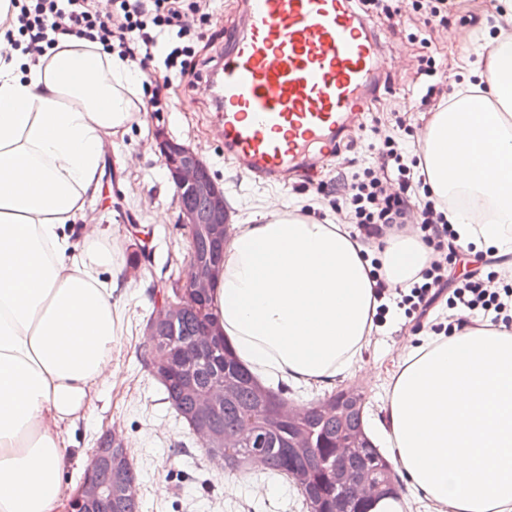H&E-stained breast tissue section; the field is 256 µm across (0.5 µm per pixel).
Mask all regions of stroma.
Segmentation results:
<instances>
[{
	"label": "stroma",
	"mask_w": 512,
	"mask_h": 512,
	"mask_svg": "<svg viewBox=\"0 0 512 512\" xmlns=\"http://www.w3.org/2000/svg\"><path fill=\"white\" fill-rule=\"evenodd\" d=\"M236 0H213V19L197 46L201 79L180 84L171 94L166 112L143 113L124 137L105 151L102 177L96 195L86 204V218L101 225L118 246L123 280L129 289L119 336L112 350L116 376L110 389L93 398L85 417L66 436L65 448L72 459L66 472L69 492H76L91 461L97 439L120 423V435L128 445L140 486L141 512H307L295 486L283 478L255 468L226 475L204 451L199 450L187 425L179 421L164 398L161 384L143 367L144 328L155 310L151 287L175 275V259L183 257L188 235L177 222V189L154 147L157 128H164L201 152L216 182L223 187L231 221L242 224L272 203L298 206L316 194H328L336 171L328 158L322 172L312 179L292 175L264 183L240 173L224 155V134L215 124L212 91L205 78L210 58L224 50L227 26L234 20ZM494 5H487L479 19L465 22L461 13L449 11L447 33L431 35L430 46L409 42L413 26L398 30L385 18L370 17L380 35L392 70V91H380L370 103L374 112H413L428 86L441 96L456 99L474 61L473 45H459L452 33L469 26L473 37L490 33ZM434 56L438 76H416L417 59ZM165 210L166 223L152 220L154 210ZM405 318L392 314L385 326L376 328L375 341L364 352L363 362L380 378L363 375L344 380L366 397L367 407L377 399L397 368L398 356L410 334Z\"/></svg>",
	"instance_id": "35a3bbf8"
}]
</instances>
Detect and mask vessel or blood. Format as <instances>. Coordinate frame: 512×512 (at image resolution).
I'll use <instances>...</instances> for the list:
<instances>
[{
  "instance_id": "vessel-or-blood-1",
  "label": "vessel or blood",
  "mask_w": 512,
  "mask_h": 512,
  "mask_svg": "<svg viewBox=\"0 0 512 512\" xmlns=\"http://www.w3.org/2000/svg\"><path fill=\"white\" fill-rule=\"evenodd\" d=\"M385 69L351 0H243L209 81L226 153L266 182L319 165L362 120Z\"/></svg>"
}]
</instances>
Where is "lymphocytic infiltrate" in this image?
Segmentation results:
<instances>
[{
    "mask_svg": "<svg viewBox=\"0 0 512 512\" xmlns=\"http://www.w3.org/2000/svg\"><path fill=\"white\" fill-rule=\"evenodd\" d=\"M5 40L9 50L38 62L61 40L71 36L101 44L105 50L137 61L150 70L160 42L172 41L164 59L167 69L185 76L193 71L195 45L202 38L191 30L188 17L209 22L211 0H111L108 13H100L96 0H10ZM420 158L405 160L396 141L384 136L375 163L357 168L354 160L341 158L331 183L335 195L330 206L337 223L355 225L360 241L368 249L382 250L392 232L418 233L432 250V258L411 280L391 287L380 259L372 261L376 281L375 296L381 304L374 316L384 325L391 308L403 310L415 324H429L432 331L450 333L458 310L512 326V273L470 270L460 282H452L453 265L463 252L457 236L444 217L454 200H438L424 193V179L416 169ZM444 308L446 319L436 318V308Z\"/></svg>",
    "mask_w": 512,
    "mask_h": 512,
    "instance_id": "f902f5d3",
    "label": "lymphocytic infiltrate"
}]
</instances>
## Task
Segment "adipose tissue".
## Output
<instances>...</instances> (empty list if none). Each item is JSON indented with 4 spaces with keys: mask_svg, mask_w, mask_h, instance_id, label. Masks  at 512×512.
I'll return each mask as SVG.
<instances>
[{
    "mask_svg": "<svg viewBox=\"0 0 512 512\" xmlns=\"http://www.w3.org/2000/svg\"><path fill=\"white\" fill-rule=\"evenodd\" d=\"M489 89L435 113L423 139L433 197L466 185L494 204L476 226L448 212L461 247L512 254V181L482 155L474 117L512 108V38L491 40ZM0 63V512H58L68 467L63 432L111 383L121 270L98 225L85 223L106 141L126 134L143 102L144 71L101 45L62 40L20 73ZM431 258L416 237H391L390 282ZM371 261L345 224L271 208L224 241L209 303L214 323L263 385L327 387L353 374L370 346L378 302ZM380 411L392 468L434 512H512V331L462 325L406 346Z\"/></svg>",
    "mask_w": 512,
    "mask_h": 512,
    "instance_id": "1",
    "label": "adipose tissue"
}]
</instances>
